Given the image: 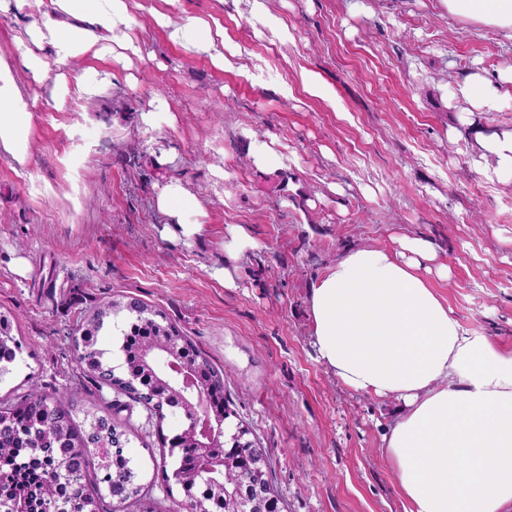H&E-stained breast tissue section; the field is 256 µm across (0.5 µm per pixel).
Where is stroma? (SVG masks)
Segmentation results:
<instances>
[{
  "mask_svg": "<svg viewBox=\"0 0 512 512\" xmlns=\"http://www.w3.org/2000/svg\"><path fill=\"white\" fill-rule=\"evenodd\" d=\"M134 49L50 63L16 42L48 9L0 12V66L32 114L25 164L0 150V312L22 346L0 400L27 392L98 400L75 341L110 302L166 315L224 376L266 448L286 512H403L383 437L395 398L357 393L318 361L308 296L348 251L434 243L432 288L468 330L512 347V179L477 135L512 129V40L441 0H126ZM224 28L225 64L172 37L186 17ZM503 85L493 109L459 100L472 74ZM70 93L57 104L59 78ZM90 86L81 89L79 78ZM313 78L327 97L309 94ZM165 109L154 125L141 113ZM287 157L258 169L254 141ZM177 180L203 230L171 234L159 187ZM255 246L230 250L237 228ZM230 269L225 287L220 269ZM184 419L132 439L143 481Z\"/></svg>",
  "mask_w": 512,
  "mask_h": 512,
  "instance_id": "35a3bbf8",
  "label": "stroma"
}]
</instances>
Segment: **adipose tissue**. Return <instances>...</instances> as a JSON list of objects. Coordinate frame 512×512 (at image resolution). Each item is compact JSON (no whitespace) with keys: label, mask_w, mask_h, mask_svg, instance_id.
I'll list each match as a JSON object with an SVG mask.
<instances>
[{"label":"adipose tissue","mask_w":512,"mask_h":512,"mask_svg":"<svg viewBox=\"0 0 512 512\" xmlns=\"http://www.w3.org/2000/svg\"><path fill=\"white\" fill-rule=\"evenodd\" d=\"M449 14L512 37V0H441ZM42 22L26 27L24 66L42 74L86 54L101 33L129 28L124 0H51ZM174 38L212 53L222 27L186 17ZM31 114L8 69L0 68V149L28 155ZM189 194L176 180L158 193L174 235L202 231L186 221ZM434 245L406 237L398 249H356L312 289L309 312L325 369L356 392L402 401L383 452L405 512H512V348L461 326L428 277H447Z\"/></svg>","instance_id":"obj_1"}]
</instances>
